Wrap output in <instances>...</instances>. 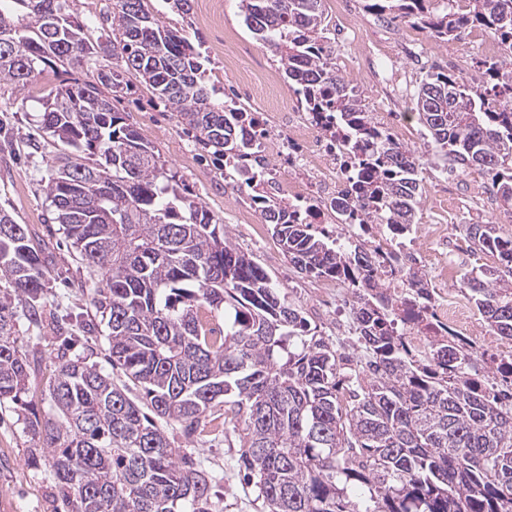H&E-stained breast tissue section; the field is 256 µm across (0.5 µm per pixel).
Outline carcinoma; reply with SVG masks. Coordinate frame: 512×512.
I'll use <instances>...</instances> for the list:
<instances>
[{
	"label": "carcinoma",
	"instance_id": "carcinoma-1",
	"mask_svg": "<svg viewBox=\"0 0 512 512\" xmlns=\"http://www.w3.org/2000/svg\"><path fill=\"white\" fill-rule=\"evenodd\" d=\"M322 0H241L248 29L278 58L306 111L324 112L344 132L354 159L338 224L361 213L395 242L409 234L422 194L414 151L371 120L362 92L336 71ZM371 0L440 41L483 29L512 57V0ZM65 0H0V40L22 61L0 60V79L22 87L57 64L100 68L97 82L60 85L41 101L50 148L45 186L52 223L89 275L102 276L87 333H103L118 383L74 349L78 339L48 308L50 265L29 225L0 208V407L18 413L36 459L55 479L64 512H212L211 479L193 453L170 441L160 421L190 436L224 412L241 427L239 468L267 512H512V394L478 390L453 334L430 362L403 347L378 248L338 243L305 221V204L272 192L274 177L251 112L213 99L201 53L183 28L167 26L147 0H113L107 29L91 38L64 12ZM140 78L214 159L251 191L252 204L289 263L352 288L358 340L369 359L349 358L310 329L270 275L229 240L203 206L181 192L154 147L112 109L109 95ZM486 87L430 72L412 111L449 171L476 169L512 209V69L485 66ZM501 266L464 280L492 334L512 340V236L494 224H466ZM408 301L431 303L427 281L408 266ZM51 327L53 371L40 408L28 395L39 368L17 326ZM139 391L131 396L130 389ZM367 488L365 510L340 482Z\"/></svg>",
	"mask_w": 512,
	"mask_h": 512
}]
</instances>
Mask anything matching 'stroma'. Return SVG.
<instances>
[{
    "instance_id": "obj_1",
    "label": "stroma",
    "mask_w": 512,
    "mask_h": 512,
    "mask_svg": "<svg viewBox=\"0 0 512 512\" xmlns=\"http://www.w3.org/2000/svg\"><path fill=\"white\" fill-rule=\"evenodd\" d=\"M206 2L192 0L181 25L201 37L206 66L218 76L221 92L244 103L249 111L267 113L272 131H280L287 126L289 113L302 111L303 106L284 78L278 57L249 32L240 0H220V18L214 22L200 17ZM322 8L329 22L332 62L362 90L369 112L382 128L401 123L425 72L445 71L467 80L477 75L481 57L473 52L470 39L437 41L424 31L409 29L403 21L370 11L366 0H323ZM345 15L353 21L347 28L341 25ZM246 69L275 78L281 91L277 104H268L260 90L242 80ZM74 78L88 81L92 74L59 66L44 72L41 81L26 90L0 80V207L47 243L54 275L48 299L58 317L78 336L83 325L95 319L90 303L94 283L79 271L61 230L49 221L44 190L49 164L44 153L31 147L38 137L39 98ZM112 106L155 146L185 194L201 202L214 222L223 225L231 242L272 276L286 300L304 312L318 333L339 352L358 361L364 359L349 308L327 309L315 302L318 280L288 262L260 211L232 179L225 177L179 123L175 112L136 78L130 79L127 90L113 99ZM404 143L415 150L423 180L417 222L407 242L408 249L419 254L420 270L428 277L433 274L434 247L424 238V229L430 224L443 225L449 240L455 242V249L445 257L455 267L458 279H466L473 270L497 266L496 256L473 250L463 232L464 225L491 221L503 235H512V210H504L489 193L488 176L478 175L476 182L469 183L462 173H449L446 156L418 121H411ZM165 430L171 441L193 452L202 470L213 475V512H265L256 489L243 482L236 466L240 447L237 432L189 438L173 422L166 424ZM34 446L17 414L0 411V512H58L50 471L32 462Z\"/></svg>"
}]
</instances>
